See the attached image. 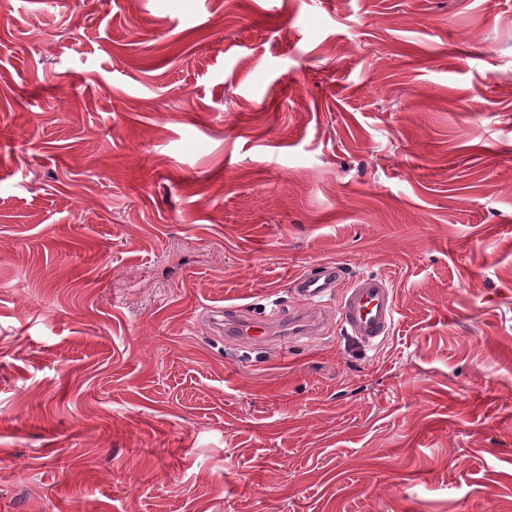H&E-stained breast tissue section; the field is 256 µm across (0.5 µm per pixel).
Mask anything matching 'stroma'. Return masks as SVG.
Instances as JSON below:
<instances>
[{
    "label": "stroma",
    "mask_w": 512,
    "mask_h": 512,
    "mask_svg": "<svg viewBox=\"0 0 512 512\" xmlns=\"http://www.w3.org/2000/svg\"><path fill=\"white\" fill-rule=\"evenodd\" d=\"M0 512H512V0H0ZM344 278L341 267L326 263L317 273H305L292 281L294 292L307 304L314 306L310 313L296 308L285 321L267 315H244L240 306L228 305L208 311V322L212 334L234 339L240 343L261 346L273 337L293 339L318 333L322 327L321 300L330 294L336 284ZM337 313L343 327L363 346H375L392 332L396 316L393 288L381 276L365 275L351 281Z\"/></svg>",
    "instance_id": "stroma-1"
}]
</instances>
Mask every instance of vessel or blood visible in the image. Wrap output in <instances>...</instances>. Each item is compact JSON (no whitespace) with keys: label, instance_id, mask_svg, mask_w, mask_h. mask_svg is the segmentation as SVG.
<instances>
[{"label":"vessel or blood","instance_id":"1","mask_svg":"<svg viewBox=\"0 0 512 512\" xmlns=\"http://www.w3.org/2000/svg\"><path fill=\"white\" fill-rule=\"evenodd\" d=\"M343 277L341 267L335 263L324 264L318 272L296 277L292 287L306 306L289 314L286 320L278 321L261 314L246 315L241 307L228 305L209 310L210 329L213 335L252 346L264 345L274 337L293 339L316 334L322 327L318 305ZM337 313L343 327L361 345H378L389 337L394 327V291L383 277H358L346 288Z\"/></svg>","mask_w":512,"mask_h":512}]
</instances>
